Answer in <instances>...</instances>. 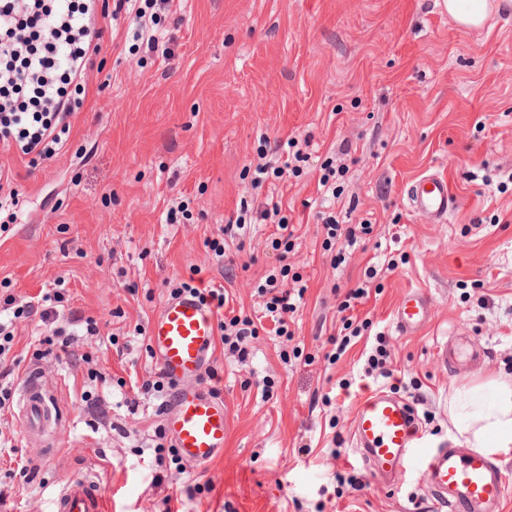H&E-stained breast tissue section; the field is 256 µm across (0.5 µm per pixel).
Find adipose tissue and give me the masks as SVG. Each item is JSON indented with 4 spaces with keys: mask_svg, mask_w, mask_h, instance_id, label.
<instances>
[{
    "mask_svg": "<svg viewBox=\"0 0 512 512\" xmlns=\"http://www.w3.org/2000/svg\"><path fill=\"white\" fill-rule=\"evenodd\" d=\"M448 432L457 445L487 456L512 452V376L499 373L453 388Z\"/></svg>",
    "mask_w": 512,
    "mask_h": 512,
    "instance_id": "1",
    "label": "adipose tissue"
}]
</instances>
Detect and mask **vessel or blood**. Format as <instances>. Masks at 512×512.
Here are the masks:
<instances>
[{
  "label": "vessel or blood",
  "instance_id": "b4317fda",
  "mask_svg": "<svg viewBox=\"0 0 512 512\" xmlns=\"http://www.w3.org/2000/svg\"><path fill=\"white\" fill-rule=\"evenodd\" d=\"M410 207L437 222L446 221L454 197L446 178L426 175L410 182ZM429 297L411 291L397 302L393 320L404 335L422 330L431 320ZM148 338L154 357L172 385L162 409L164 426L180 455L198 464L224 450L228 423L224 405L203 389L188 390L182 383L202 378L212 361L216 318L189 295L168 298L149 323ZM26 432L43 429L53 418V395L37 371L25 376L19 396ZM352 435L363 459L382 477L420 472L432 497L448 512H499L512 489L502 467L479 453L460 454L449 448L425 447L412 406L404 399L377 390L358 402ZM54 512H108L105 487L92 472L67 479L53 500Z\"/></svg>",
  "mask_w": 512,
  "mask_h": 512
}]
</instances>
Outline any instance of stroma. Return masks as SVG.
Returning a JSON list of instances; mask_svg holds the SVG:
<instances>
[{
    "mask_svg": "<svg viewBox=\"0 0 512 512\" xmlns=\"http://www.w3.org/2000/svg\"><path fill=\"white\" fill-rule=\"evenodd\" d=\"M161 11L168 33L153 53L132 50L127 22L100 17L84 105L54 161L31 167L0 147L20 193L17 220L0 216V295L57 290L66 312L99 326L74 339L91 365L39 361L64 425L52 454L10 417L34 476L24 483L0 457V512H51L87 469L104 477L111 512H164L174 492L184 512H448L417 473L383 486L351 421L366 392L384 390L414 406L428 447L449 448V390L512 375V12L462 29L444 0H167ZM289 139L309 156L296 172L280 148ZM262 160L284 173L257 188ZM328 160L337 175L321 189ZM430 174L456 199L440 224L406 202L407 183ZM275 193L293 232L286 253L272 246L273 225L255 221ZM244 211L253 224L225 234ZM325 212L371 232L343 255L324 250ZM214 241L232 267L218 266ZM284 265L307 287L288 319L293 338L260 333L244 363L215 346L211 377L188 382L224 404L223 454L156 464L167 395L139 386L157 365L150 320L195 273L253 313L257 288ZM360 284L372 327L340 355L337 307ZM413 290L430 297L432 320L403 335L393 309ZM380 335L387 379L367 372ZM447 341L469 357L441 364L435 348ZM345 468L363 488L340 498L334 473ZM205 483L212 492L187 496Z\"/></svg>",
    "mask_w": 512,
    "mask_h": 512,
    "instance_id": "1",
    "label": "stroma"
}]
</instances>
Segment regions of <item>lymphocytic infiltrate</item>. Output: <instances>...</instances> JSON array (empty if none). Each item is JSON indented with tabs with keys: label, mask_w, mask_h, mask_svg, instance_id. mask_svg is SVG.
Segmentation results:
<instances>
[{
	"label": "lymphocytic infiltrate",
	"mask_w": 512,
	"mask_h": 512,
	"mask_svg": "<svg viewBox=\"0 0 512 512\" xmlns=\"http://www.w3.org/2000/svg\"><path fill=\"white\" fill-rule=\"evenodd\" d=\"M98 0H0V145L22 157L50 161L64 147L71 120L82 107L73 91L86 81L89 62L99 49L100 30L92 19ZM179 292H189L214 311L220 340L239 362H246L253 339L265 323H272L276 336L289 333L286 316L303 299V288L289 286L287 275H268L260 288L261 316L224 314L228 297L220 288H199L183 282ZM364 287L350 289L339 305L343 332L336 339L338 352H345L353 338L367 328L356 308L367 299ZM61 293H43L25 303L14 296L0 297V416L10 408L12 378L23 361L13 351V321L39 316L52 325L51 335L40 338L37 359L54 357L71 365L89 362L71 348V331L60 323Z\"/></svg>",
	"instance_id": "f902f5d3"
}]
</instances>
